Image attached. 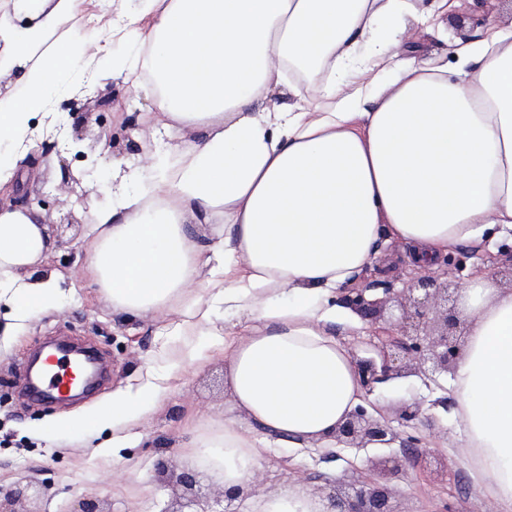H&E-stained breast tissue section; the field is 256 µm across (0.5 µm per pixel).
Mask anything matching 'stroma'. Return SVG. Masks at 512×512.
Instances as JSON below:
<instances>
[{"label":"stroma","mask_w":512,"mask_h":512,"mask_svg":"<svg viewBox=\"0 0 512 512\" xmlns=\"http://www.w3.org/2000/svg\"><path fill=\"white\" fill-rule=\"evenodd\" d=\"M111 11L112 0H84L80 13L64 20L62 26L94 40L104 56H120L126 46L113 39L103 22ZM511 13L512 6L504 0H452L438 24L402 16L385 24L375 46L361 51L357 66L374 68L375 50L392 47L403 58L452 60L454 23L463 22L472 38L478 39L484 32L479 19ZM94 82L95 90L72 92L51 107L66 125H77L79 139L68 140L66 152L60 154L33 146L34 168L26 181L14 184V198L26 201L42 223H58L69 212L79 221L78 226L53 233L54 247L46 264L47 270L64 276L63 287L68 291L64 306L35 319L0 355V488L10 489L22 480L35 481L41 487L38 499L22 502L23 512H72L76 501L91 495L110 512H154L157 505L172 499L170 488L156 470L157 462H165L171 472L187 468L181 445L190 439L197 423H220L234 413L224 392L223 354H214L202 365L173 369L170 354L183 347L186 339L167 334V317L116 314L111 301L81 274L89 213L109 201L102 186L109 181L111 170L100 137L112 133L111 151L115 154H126L134 145L144 146L150 135L142 119L154 108L152 100L115 83L106 69H98ZM72 177L79 179L87 200L69 192L67 181ZM511 266L512 239L488 238L458 245L438 262L432 274L467 287ZM422 274L409 246L391 243L380 247L371 266L340 292L337 301L346 303L359 293L369 301H386L389 292H400ZM395 312V306L387 304L382 312L360 317L359 329L336 326V337L352 357L376 355L379 347L389 344ZM57 333L93 343L110 360L112 379L97 395V402L110 399L113 390L134 391L149 381L162 387L161 403L140 432L119 426L68 433L52 441L43 438L41 430L48 421L71 415L72 410L23 403L19 368L45 337ZM447 381L443 373L414 374L375 384L370 392L368 404L377 419L419 440L418 457L388 485L407 512H494L493 505L473 488L463 458L465 437L455 414L441 405L452 396ZM410 403L419 404L421 415L406 425L400 410ZM254 436L267 446L257 485L261 492L292 482L317 491L334 471L366 480L372 476L371 460L400 451L392 444L360 450L340 448L331 454L324 448H291L260 429Z\"/></svg>","instance_id":"obj_1"}]
</instances>
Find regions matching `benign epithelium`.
I'll use <instances>...</instances> for the list:
<instances>
[{"label": "benign epithelium", "instance_id": "7a95c632", "mask_svg": "<svg viewBox=\"0 0 512 512\" xmlns=\"http://www.w3.org/2000/svg\"><path fill=\"white\" fill-rule=\"evenodd\" d=\"M458 292L457 285L428 276L418 278L396 296L400 316L393 326L400 338L393 344V351L386 350L377 359L369 357L355 362L366 390L393 377L422 373L428 362L434 372L452 370L461 350L460 339L466 335L465 322L456 311ZM336 439L349 447L362 448L374 442L391 445L401 440V433L372 418L360 406L338 426ZM405 462L397 456L371 461L375 478L360 486L344 477L330 479L327 497L334 512H403L383 480L401 472ZM202 475L194 468L170 473L174 502L164 512H229L222 506L236 500L240 489H223L211 495L200 480ZM39 495L36 482L18 483L12 489L0 491V512H18L16 504Z\"/></svg>", "mask_w": 512, "mask_h": 512}]
</instances>
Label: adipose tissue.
I'll list each match as a JSON object with an SVG mask.
<instances>
[{
    "instance_id": "adipose-tissue-1",
    "label": "adipose tissue",
    "mask_w": 512,
    "mask_h": 512,
    "mask_svg": "<svg viewBox=\"0 0 512 512\" xmlns=\"http://www.w3.org/2000/svg\"><path fill=\"white\" fill-rule=\"evenodd\" d=\"M0 8V197L43 130L35 114L74 86L97 54L62 29L83 0H11ZM414 0H117L112 34L128 45L113 77L153 98L150 165L112 157L111 202L90 222L83 274L113 311L162 313L186 335L224 333V388L237 411L187 443L193 467L225 488H248L262 465L261 427L299 448L336 445L364 388L334 325L355 326L337 294L400 241L436 266L461 243L512 233V23L458 43L455 64L401 60L390 80L342 92L318 84L306 111L296 68L346 67ZM289 101L274 103L277 93ZM47 225L0 206V304L16 326L66 293L44 264ZM468 335L448 383L475 488L512 512V291L468 289ZM158 398L125 390L80 425L136 426ZM298 483L251 495L241 512H327Z\"/></svg>"
}]
</instances>
